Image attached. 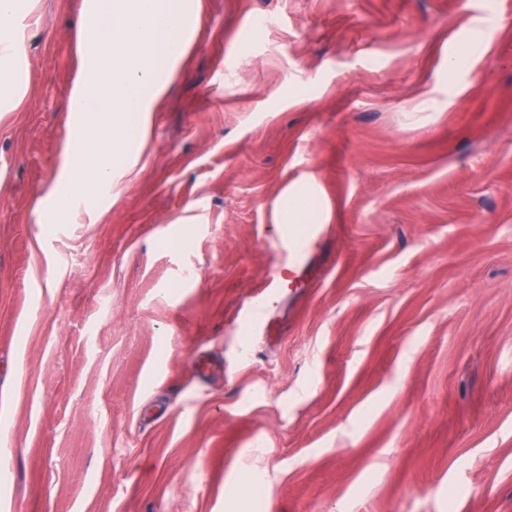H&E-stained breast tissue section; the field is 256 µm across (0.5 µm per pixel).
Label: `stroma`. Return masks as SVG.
<instances>
[{"label":"stroma","mask_w":512,"mask_h":512,"mask_svg":"<svg viewBox=\"0 0 512 512\" xmlns=\"http://www.w3.org/2000/svg\"><path fill=\"white\" fill-rule=\"evenodd\" d=\"M201 4L138 151L63 224L40 203L84 0L15 24L0 512H224L256 472L251 512H512V0L463 45V0ZM304 195L300 191H293L288 194V189L284 197L274 210V224H279L282 235L288 236L292 233L294 239L303 241L306 239L305 231L301 224H311L312 215L303 205ZM285 224H290L285 225ZM290 236V235H289Z\"/></svg>","instance_id":"obj_1"}]
</instances>
